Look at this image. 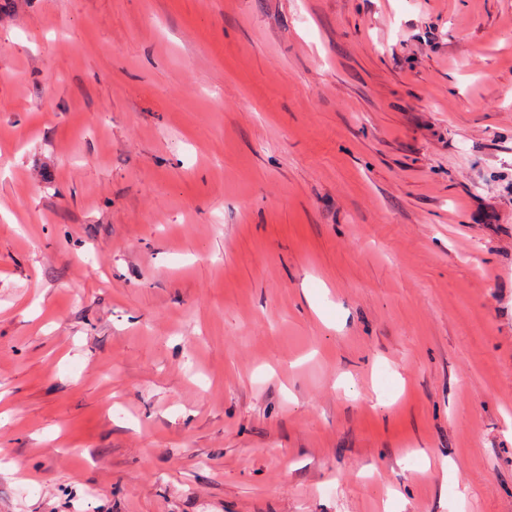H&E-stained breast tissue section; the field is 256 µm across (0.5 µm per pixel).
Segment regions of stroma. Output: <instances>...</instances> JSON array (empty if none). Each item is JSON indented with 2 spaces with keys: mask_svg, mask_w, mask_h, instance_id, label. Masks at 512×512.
<instances>
[{
  "mask_svg": "<svg viewBox=\"0 0 512 512\" xmlns=\"http://www.w3.org/2000/svg\"><path fill=\"white\" fill-rule=\"evenodd\" d=\"M0 512H512V0H0Z\"/></svg>",
  "mask_w": 512,
  "mask_h": 512,
  "instance_id": "stroma-1",
  "label": "stroma"
}]
</instances>
